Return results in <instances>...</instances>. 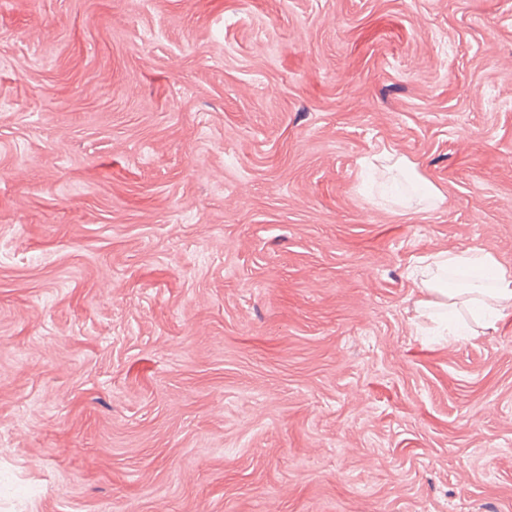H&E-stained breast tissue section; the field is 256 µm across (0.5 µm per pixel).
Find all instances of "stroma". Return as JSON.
<instances>
[{
	"label": "stroma",
	"mask_w": 512,
	"mask_h": 512,
	"mask_svg": "<svg viewBox=\"0 0 512 512\" xmlns=\"http://www.w3.org/2000/svg\"><path fill=\"white\" fill-rule=\"evenodd\" d=\"M451 247L512 265V0H0V512H512Z\"/></svg>",
	"instance_id": "obj_1"
}]
</instances>
